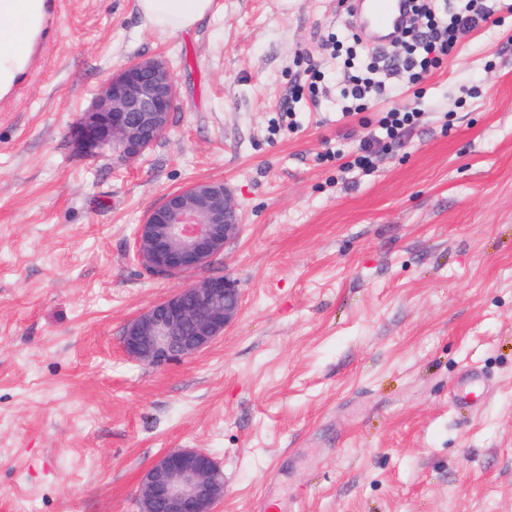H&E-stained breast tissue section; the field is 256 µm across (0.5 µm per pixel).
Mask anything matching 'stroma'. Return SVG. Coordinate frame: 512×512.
I'll list each match as a JSON object with an SVG mask.
<instances>
[{
	"mask_svg": "<svg viewBox=\"0 0 512 512\" xmlns=\"http://www.w3.org/2000/svg\"><path fill=\"white\" fill-rule=\"evenodd\" d=\"M193 29L136 0H68L44 69L0 112V512H139L144 470L199 448L219 512H512V11L392 98L345 117L367 61L330 57L336 0H215ZM164 58L174 120L136 163L76 155L71 126L113 73ZM316 93L296 94L308 69ZM422 115L371 175L342 173L389 107ZM227 185L242 226L213 265L133 259L168 193ZM233 279L208 350L130 360L127 324L178 289ZM481 371V406L452 387Z\"/></svg>",
	"mask_w": 512,
	"mask_h": 512,
	"instance_id": "35a3bbf8",
	"label": "stroma"
}]
</instances>
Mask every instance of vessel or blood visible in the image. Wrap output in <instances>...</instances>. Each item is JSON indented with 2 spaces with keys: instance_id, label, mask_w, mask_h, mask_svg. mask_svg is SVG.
Masks as SVG:
<instances>
[{
  "instance_id": "1",
  "label": "vessel or blood",
  "mask_w": 512,
  "mask_h": 512,
  "mask_svg": "<svg viewBox=\"0 0 512 512\" xmlns=\"http://www.w3.org/2000/svg\"><path fill=\"white\" fill-rule=\"evenodd\" d=\"M363 38L373 46L389 45L405 26L410 0H351ZM12 14L10 26L0 28V45L21 46L11 70L12 83L0 89V111L12 110L23 84L44 66L61 21V0H0Z\"/></svg>"
}]
</instances>
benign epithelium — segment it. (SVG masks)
I'll list each match as a JSON object with an SVG mask.
<instances>
[{
  "instance_id": "benign-epithelium-1",
  "label": "benign epithelium",
  "mask_w": 512,
  "mask_h": 512,
  "mask_svg": "<svg viewBox=\"0 0 512 512\" xmlns=\"http://www.w3.org/2000/svg\"><path fill=\"white\" fill-rule=\"evenodd\" d=\"M177 86L161 58L135 60L114 74L82 113L70 136L87 158L105 150L121 163L138 161L173 119ZM241 218L232 191L196 181L168 194L135 230L138 265L158 278H175L215 262L237 237ZM240 310V292L219 275L181 288L133 319L123 336L132 359L164 365L188 359L224 336ZM224 498V471L195 448L162 452L145 470L140 512H214Z\"/></svg>"
}]
</instances>
